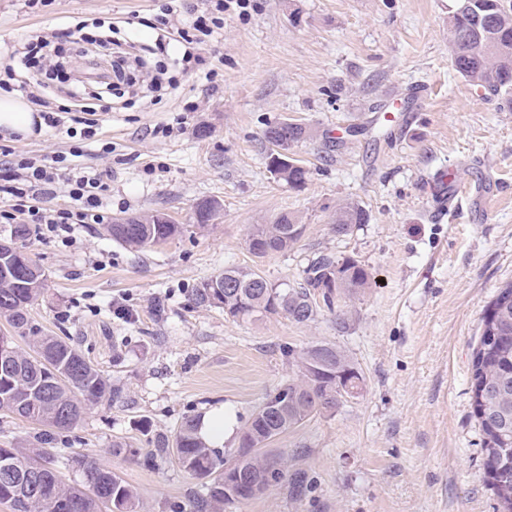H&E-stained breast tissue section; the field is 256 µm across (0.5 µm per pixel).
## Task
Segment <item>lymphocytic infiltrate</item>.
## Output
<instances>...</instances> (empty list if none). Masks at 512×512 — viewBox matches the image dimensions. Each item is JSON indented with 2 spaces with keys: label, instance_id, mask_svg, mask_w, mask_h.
Wrapping results in <instances>:
<instances>
[{
  "label": "lymphocytic infiltrate",
  "instance_id": "f902f5d3",
  "mask_svg": "<svg viewBox=\"0 0 512 512\" xmlns=\"http://www.w3.org/2000/svg\"><path fill=\"white\" fill-rule=\"evenodd\" d=\"M233 5L245 8L246 0H207L201 9L187 2L179 12L171 0H164L150 24L157 32L154 43L140 44L133 55L123 52L121 41L110 32L90 34L86 22H66L11 45L6 51L4 70L12 82V90L25 95L38 107L45 124L55 128L61 125L62 112L66 109L88 113L111 111L114 92L131 83L132 72L148 77L152 89L162 90L161 69L152 65L151 57L166 50L170 41H178L184 47L181 64H204L203 51L223 29L224 13ZM101 50L111 54V78L97 84L68 69L62 61L66 54L93 58ZM49 88L66 97L69 108L54 105L45 94ZM60 182L66 186L71 207H46V196ZM105 189L99 173L90 174L74 167L63 177L44 157L12 160L0 166V196L13 202L11 209L0 210V220L9 224L24 220L32 227L36 239L69 244L74 240L75 225L101 224L106 220Z\"/></svg>",
  "mask_w": 512,
  "mask_h": 512
}]
</instances>
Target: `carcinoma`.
Instances as JSON below:
<instances>
[{"label":"carcinoma","instance_id":"cac0c4a2","mask_svg":"<svg viewBox=\"0 0 512 512\" xmlns=\"http://www.w3.org/2000/svg\"><path fill=\"white\" fill-rule=\"evenodd\" d=\"M448 48L454 70L466 82L484 87L493 95L512 93V0H455L448 14ZM298 143L310 136L295 123L280 127L274 122L264 131L265 142L283 137ZM267 168L280 181L301 190L309 169L292 160L277 165L272 152ZM224 217L216 198L196 202L190 220L206 229ZM366 211L355 203L336 209L334 229L347 235L367 223ZM112 239L132 250L143 251L182 236L188 225L176 224L163 213L132 216L128 223L106 226ZM305 225L288 213L272 224H255L247 240L248 251L263 258L284 253L302 237ZM31 234L26 224L13 225L10 240L0 249L8 254L0 265V318L17 338L12 340L10 364L0 365V413L41 427L27 443L0 447V473L9 468L25 479L11 491L0 484V504L10 512H57V503L70 501L74 512H141L138 493L112 470L93 460L73 457L71 465L83 472L79 484L65 482L46 446L65 438L83 420L86 406L122 398L120 385L87 361L66 336L45 332L30 317L29 308L43 293L45 271L23 251L21 243ZM370 273L351 257L341 259L320 253L309 263L302 283L290 287L275 283L259 271L238 266L200 282L192 293L194 304L216 307L224 315L255 322L284 315L298 325L315 320L321 308L332 311L344 298L369 287ZM492 318L482 317L474 350L471 392L474 414L482 432V452L489 472V486L499 512H512V283L504 285L490 302ZM26 342L21 347L17 339ZM291 375L247 420L234 466L226 467L224 449L210 446L199 435L194 417H188L174 439L158 434L153 444L161 456H173L188 476L202 481L205 492L194 497L193 512H232L236 497L231 487L240 477L263 475L271 486L285 476L284 458L269 466L261 452L276 437L310 418L332 414L343 400L361 393L364 378L346 352L328 342L285 350Z\"/></svg>","mask_w":512,"mask_h":512}]
</instances>
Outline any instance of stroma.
Here are the masks:
<instances>
[{
  "mask_svg": "<svg viewBox=\"0 0 512 512\" xmlns=\"http://www.w3.org/2000/svg\"><path fill=\"white\" fill-rule=\"evenodd\" d=\"M453 0H251L224 14L207 82L174 69L162 97L147 87L99 113L85 166L109 170V219L166 213L190 221L214 197L224 219L142 252L104 225L79 224L75 242L31 241L46 272L31 315L76 349L123 395L87 405L55 456H86L140 492L144 512H188L198 480L157 458L143 435H174L185 417L222 405L243 428L288 377L284 347L316 341L347 352L365 383L358 397L280 435L287 475L236 512H497L471 398L473 350L499 288L512 282V105L468 85L448 52ZM158 0H53L32 13L0 0V46L71 22L153 17ZM195 111H185L186 103ZM283 118L314 131L294 146L310 171L302 190L268 171L264 131ZM207 136H199V127ZM65 131L0 134L18 155L68 152ZM112 148L103 155L102 145ZM444 169L475 184L494 175L484 217L436 221L430 183ZM368 215L333 230L338 205ZM293 213L307 229L288 252L254 258L256 224ZM351 257L370 288L301 326L285 316L245 323L195 306L192 288L229 266L296 285L319 252ZM126 441L138 456L112 454Z\"/></svg>",
  "mask_w": 512,
  "mask_h": 512,
  "instance_id": "obj_1",
  "label": "stroma"
}]
</instances>
